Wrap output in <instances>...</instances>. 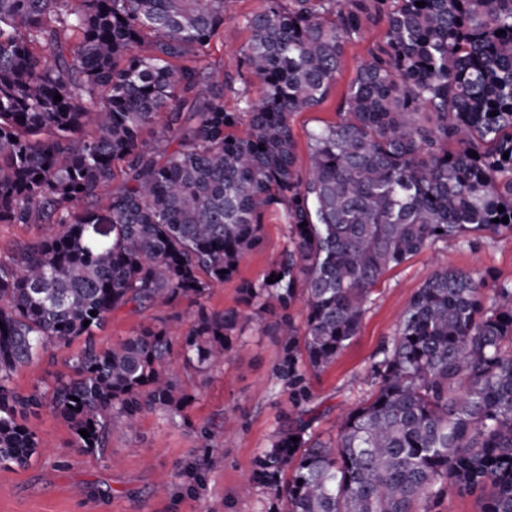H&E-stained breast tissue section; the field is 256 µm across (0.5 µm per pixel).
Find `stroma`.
Listing matches in <instances>:
<instances>
[{
  "mask_svg": "<svg viewBox=\"0 0 512 512\" xmlns=\"http://www.w3.org/2000/svg\"><path fill=\"white\" fill-rule=\"evenodd\" d=\"M263 0H228L220 39L212 42L205 63L228 84L226 105L235 89L248 88L260 99L258 79L242 83L241 53L249 40L241 16L259 9ZM385 21L367 25L358 40L348 43L341 71L327 100L317 109L296 113L292 128L297 163L307 167L311 131L335 122L344 93L370 48L380 43ZM288 246L279 215H266L261 245L241 261L234 279L213 288L207 304L214 310L239 305L238 284L262 278ZM453 267L482 275L488 281H512V237L486 238L474 247L439 242L389 270L376 284L357 336L336 361L318 373H307L309 399L296 407L288 383L278 370L284 343L261 314L249 320L223 365L201 375L173 358L170 366L190 400L179 413L147 412L136 432L113 421L105 451L75 447L67 422L51 409L28 415L27 425L43 442L23 468L0 467V512H283L274 486L287 473H271L261 462L287 416L306 410L312 429L321 437L336 436L344 412L368 398L375 387L373 371L379 349L396 333L411 296L437 269ZM157 308H126L99 330L101 343L132 336L141 325L160 317ZM81 340L54 348L22 368L13 378L17 390L53 383L68 375ZM232 420L234 431L221 444L200 435L202 427Z\"/></svg>",
  "mask_w": 512,
  "mask_h": 512,
  "instance_id": "35a3bbf8",
  "label": "stroma"
}]
</instances>
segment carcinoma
I'll use <instances>...</instances> for the list:
<instances>
[{"label":"carcinoma","instance_id":"obj_1","mask_svg":"<svg viewBox=\"0 0 512 512\" xmlns=\"http://www.w3.org/2000/svg\"><path fill=\"white\" fill-rule=\"evenodd\" d=\"M416 2L266 0L240 20L241 77L263 98L242 89L228 110L200 66L225 0H0V223L59 226L0 255V466L41 447L25 419L43 408L76 447L103 451L112 416L133 431L190 401L171 359L200 373L224 362L246 315L206 299L261 244L269 212L288 249L240 282L239 300L277 318L296 404L306 372L357 336L387 271L438 241L512 236V0ZM381 15L383 42L301 169L292 116L326 101L346 44ZM489 286L435 271L336 439L300 417L277 432L263 465L293 466L276 488L284 512H430L451 490L512 512V281L493 283L490 302ZM127 307L170 313L101 344L96 331ZM75 339L69 376L13 387Z\"/></svg>","mask_w":512,"mask_h":512}]
</instances>
